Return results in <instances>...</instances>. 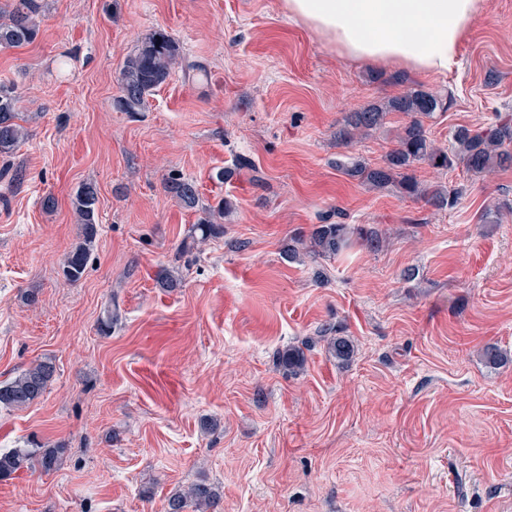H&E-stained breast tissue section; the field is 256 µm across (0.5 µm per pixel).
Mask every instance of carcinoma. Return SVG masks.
<instances>
[{
    "label": "carcinoma",
    "mask_w": 512,
    "mask_h": 512,
    "mask_svg": "<svg viewBox=\"0 0 512 512\" xmlns=\"http://www.w3.org/2000/svg\"><path fill=\"white\" fill-rule=\"evenodd\" d=\"M43 8V0H6L0 4V46L19 47L33 42L38 35ZM179 55V44L164 32H155L142 40L125 57L120 68V110L141 111L147 96L170 77ZM17 103L13 92L0 86V159L5 164L0 168V178L7 177L11 182L19 180V172L10 168V161L28 139L27 129L19 123ZM447 109V103L437 94L411 88L383 103L347 113L336 130V142L344 146L382 128L390 112H401L408 121L397 133L396 146L387 154L384 165L369 167L358 163L347 169L346 174L358 179L369 190L393 186L409 198L421 197L437 208H445L456 203L457 191L443 185L421 186L413 173L415 164L425 162L438 170H451L461 165L474 175L512 168L511 116H501L499 122L485 127L457 128L453 134L454 145L449 150L432 142L424 127V119ZM164 188L184 209L203 214L197 223L191 225L188 234L191 242H206L224 235V225L219 220L230 209L228 200L220 199L214 205L203 203L196 183L180 175L168 177ZM97 203V188L92 184L80 185L72 199L83 234L62 267L64 280L69 284L79 282L86 272L97 235ZM354 237L372 249L380 247L381 239L373 231L362 227L352 229L347 224H317L309 235L294 237V246L284 255L288 259L302 255L336 256L350 246ZM155 281L159 287L170 290L183 284L182 276L166 266L159 267ZM328 349L340 363L350 361L355 354L353 341L347 336L330 338ZM278 358L290 373L297 374L306 368L307 358L297 347L288 346L279 351ZM55 372L52 358L45 357L31 363L12 380L0 382V409H21L43 397ZM66 451L67 448L60 443L0 450V480L24 468L50 472ZM219 499L220 494L215 487L202 481L170 496L167 512H210Z\"/></svg>",
    "instance_id": "cac0c4a2"
}]
</instances>
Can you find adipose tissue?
Wrapping results in <instances>:
<instances>
[{
	"label": "adipose tissue",
	"instance_id": "obj_1",
	"mask_svg": "<svg viewBox=\"0 0 512 512\" xmlns=\"http://www.w3.org/2000/svg\"><path fill=\"white\" fill-rule=\"evenodd\" d=\"M289 18L347 57L422 75L447 73L483 0H283Z\"/></svg>",
	"mask_w": 512,
	"mask_h": 512
}]
</instances>
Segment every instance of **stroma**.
<instances>
[{"mask_svg":"<svg viewBox=\"0 0 512 512\" xmlns=\"http://www.w3.org/2000/svg\"><path fill=\"white\" fill-rule=\"evenodd\" d=\"M157 30L177 64L142 111H120V66ZM192 64L206 78L185 79ZM0 85L29 132L23 181L0 180V382L43 357L57 368L37 402L0 410V449L67 447L53 471L0 481V512H164L199 481L216 512H512V168L417 164L423 185L462 192L438 209L345 173L381 165L404 114L334 137L345 113L409 88L447 99L425 122L442 147L512 114V0H485L434 76L353 62L283 0H44L37 39L0 48ZM174 174L231 200L223 237L182 250L199 215L165 191ZM84 183L97 239L70 285ZM328 223L384 243L284 258ZM161 265L182 288L156 286ZM330 336L353 339L350 362ZM290 345L307 357L296 376L277 362ZM488 345L507 363L487 364Z\"/></svg>","mask_w":512,"mask_h":512,"instance_id":"35a3bbf8","label":"stroma"}]
</instances>
